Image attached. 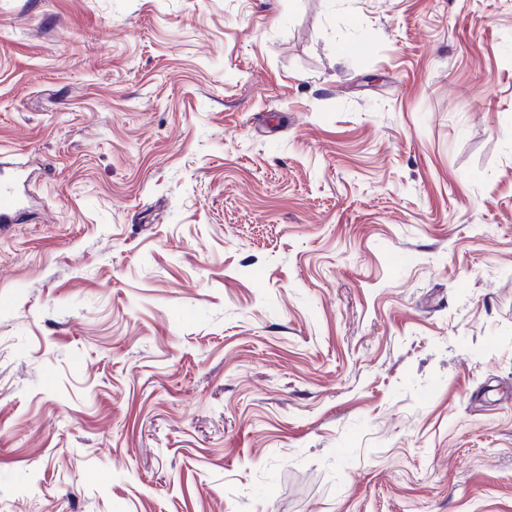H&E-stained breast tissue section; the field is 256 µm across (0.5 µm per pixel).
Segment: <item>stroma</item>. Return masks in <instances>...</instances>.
<instances>
[{"instance_id":"obj_1","label":"stroma","mask_w":512,"mask_h":512,"mask_svg":"<svg viewBox=\"0 0 512 512\" xmlns=\"http://www.w3.org/2000/svg\"><path fill=\"white\" fill-rule=\"evenodd\" d=\"M0 512H512V0H0ZM22 203L11 184L0 180V222L17 220L22 214Z\"/></svg>"}]
</instances>
